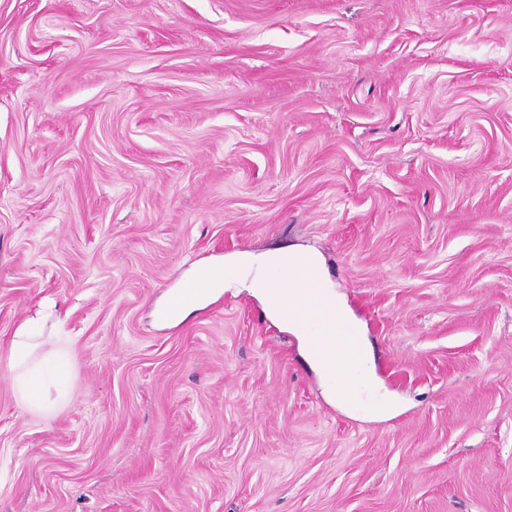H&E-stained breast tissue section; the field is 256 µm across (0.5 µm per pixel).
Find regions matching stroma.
Listing matches in <instances>:
<instances>
[{"label": "stroma", "mask_w": 512, "mask_h": 512, "mask_svg": "<svg viewBox=\"0 0 512 512\" xmlns=\"http://www.w3.org/2000/svg\"><path fill=\"white\" fill-rule=\"evenodd\" d=\"M318 250L382 418L244 289ZM52 298L69 393L0 373V512H512V0H0V357Z\"/></svg>", "instance_id": "obj_1"}]
</instances>
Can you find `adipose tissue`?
<instances>
[{
  "instance_id": "ef3b65f1",
  "label": "adipose tissue",
  "mask_w": 512,
  "mask_h": 512,
  "mask_svg": "<svg viewBox=\"0 0 512 512\" xmlns=\"http://www.w3.org/2000/svg\"><path fill=\"white\" fill-rule=\"evenodd\" d=\"M53 315V303H44L34 317L19 327L8 346V375L22 401L36 412L50 409V391L62 385L65 349L51 346L46 334Z\"/></svg>"
}]
</instances>
